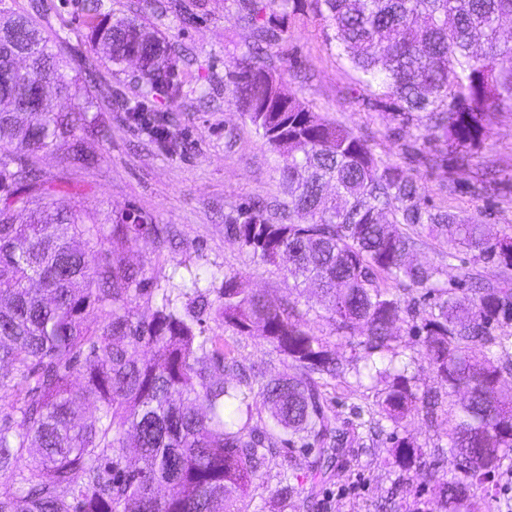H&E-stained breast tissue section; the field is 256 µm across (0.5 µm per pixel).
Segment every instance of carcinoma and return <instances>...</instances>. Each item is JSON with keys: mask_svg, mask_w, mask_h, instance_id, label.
Masks as SVG:
<instances>
[{"mask_svg": "<svg viewBox=\"0 0 512 512\" xmlns=\"http://www.w3.org/2000/svg\"><path fill=\"white\" fill-rule=\"evenodd\" d=\"M240 0L255 26L257 51L227 66L232 101L278 157L288 199L271 209L233 206L224 237L320 290L325 319L350 346L351 360L310 326L311 305L247 294L237 276L197 274L156 288L147 313L136 305L143 272L112 257L91 264L105 244L156 239L166 226L128 213L103 234L77 207L53 210L32 158L60 142L68 160L90 166L81 140L104 137L101 108L81 71L44 33L39 19L0 0V512H243L234 502L253 480L276 470L278 512L295 508L297 464L277 462L284 435L318 445L306 465L331 473L346 443L326 415L324 378L350 371L384 384L368 407L390 423L392 464L403 479H423L425 512H483L471 494L494 496L495 476L512 457V236L492 238L478 217L428 203L403 167L377 156L368 141L285 94L260 44L288 40V10L309 7L361 90L392 101L422 145L443 142L464 153L482 144L491 115L512 104V0ZM120 66L137 56L146 97L173 104L179 58L172 43L135 18L99 13L89 47ZM45 84L62 100L29 119L19 104ZM133 122L169 144L172 124L159 110L128 105ZM21 212L26 223H18ZM446 238L473 263L498 270L488 282L468 270L456 293L443 280L457 255L417 258L418 235ZM188 297L182 308L177 296ZM216 309L235 336H256L294 373H246L233 346L205 336L202 317ZM104 312L91 328L85 316ZM421 337L422 357L440 382L420 389L394 335L395 324ZM147 348L151 357L140 354ZM13 370L9 375L3 369ZM81 382L71 384L73 373ZM93 399L98 417L82 409ZM446 446L428 452L406 431L414 416Z\"/></svg>", "mask_w": 512, "mask_h": 512, "instance_id": "1", "label": "carcinoma"}]
</instances>
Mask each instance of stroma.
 Listing matches in <instances>:
<instances>
[{"mask_svg": "<svg viewBox=\"0 0 512 512\" xmlns=\"http://www.w3.org/2000/svg\"><path fill=\"white\" fill-rule=\"evenodd\" d=\"M40 2L41 25L48 35L64 36L65 56L87 52L90 0ZM176 2L181 12L161 8L158 0H102L104 10L118 17H140L188 57V64L176 73L180 94L174 108L181 149L170 151L126 113L106 112L105 137L85 142L97 158L93 166H69L62 146L37 156L35 165L55 188V207L81 206L102 230L131 211L171 229L165 241L144 237L95 252V262L118 254L126 264L142 268L154 288L179 283L191 271L233 272L245 292L285 295V267L241 254L224 237V215L231 205L284 196L274 171L275 154L233 105L225 86L228 65L253 44V27L242 18L235 0ZM267 55L285 92L365 136L376 155L400 164L417 180L431 204L482 217L490 233L512 235V107L496 109L490 137L471 153L467 165L452 158L432 165L419 154L413 126L395 121L388 108L357 94V73L312 12L291 14L287 42ZM84 80L91 87L110 89L116 100L142 97L143 84L134 66L110 65L101 52ZM481 179L490 182L486 193L472 194L470 185ZM236 354L244 365L264 367L272 376L286 369L282 356L259 338L239 337ZM324 394L332 426L348 431L358 424V409L370 391L349 373L329 381ZM389 446L384 435L376 441L363 433L356 436L339 450L331 477L317 483L299 478L298 512H377L385 498L395 512H423L422 486L399 480L398 468L388 463Z\"/></svg>", "mask_w": 512, "mask_h": 512, "instance_id": "obj_1", "label": "stroma"}]
</instances>
